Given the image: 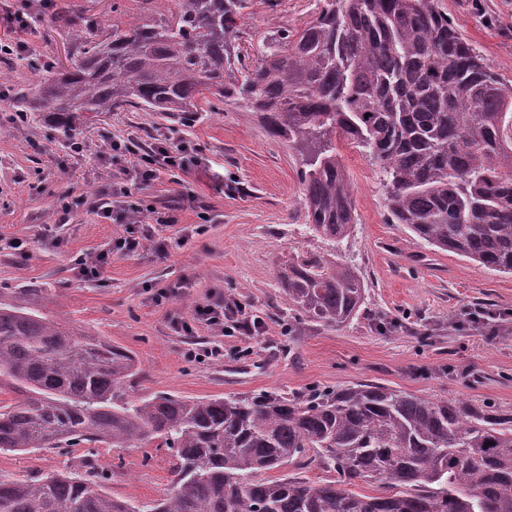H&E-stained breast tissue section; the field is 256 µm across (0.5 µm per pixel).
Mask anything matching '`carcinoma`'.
I'll use <instances>...</instances> for the list:
<instances>
[{
    "mask_svg": "<svg viewBox=\"0 0 512 512\" xmlns=\"http://www.w3.org/2000/svg\"><path fill=\"white\" fill-rule=\"evenodd\" d=\"M141 22L90 19L71 68L36 60L35 91L14 93L64 135L101 112H161L186 123L234 102L299 155L310 230L332 242L356 223L336 141L385 174L394 224L512 274V83L459 34L437 0H325L301 27L241 54L250 0H140ZM288 305L328 325L365 301L336 251H297L280 270ZM135 359L107 340L0 301V452L157 443L174 452L170 488L142 511L101 488L92 453L68 472L0 477V512H512V415L356 383L307 398L127 400ZM313 452L336 478H272ZM366 484L375 493L351 490Z\"/></svg>",
    "mask_w": 512,
    "mask_h": 512,
    "instance_id": "obj_1",
    "label": "carcinoma"
}]
</instances>
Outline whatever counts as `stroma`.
<instances>
[{"instance_id":"1","label":"stroma","mask_w":512,"mask_h":512,"mask_svg":"<svg viewBox=\"0 0 512 512\" xmlns=\"http://www.w3.org/2000/svg\"><path fill=\"white\" fill-rule=\"evenodd\" d=\"M462 37L504 80H512V0H438ZM323 0H254L244 19L255 36L278 26L298 27L315 16ZM20 0H0V40H21L28 56L0 57V82L20 84L29 58L54 59L69 67L78 30L71 18L102 26L138 14L137 0H61L60 15L34 12L30 30L10 19ZM11 103L0 98V299L38 306L51 319L73 325L126 348L136 372L126 396L160 393L187 398L261 393L307 397L315 390L381 383L432 399L463 401L494 415H512V274L489 270L415 237L390 221L382 174L357 148L340 152L352 188L357 224L340 244L343 259L367 287L359 314L341 326L310 321L288 305L278 265L298 249L321 250L324 241L306 226L295 151L271 140L254 113L227 103L200 112L189 123L156 112H106L77 136L72 152L64 136L39 113L17 127L8 123ZM189 141L196 151L188 172H161L142 191L156 209L177 206L178 222L153 225L167 238V257L145 250L115 251L124 226L98 217L103 192L121 181L132 156L104 158L115 138H133L140 150L157 138ZM73 202L61 215V201ZM215 218L208 231L183 237L197 214ZM25 250H15V241ZM108 253L101 276L84 282L73 261ZM174 298L155 302V289ZM244 309L234 335L208 328L180 335L173 322L210 297ZM222 342L224 359L192 362L187 349ZM85 446L0 453V476L26 478L61 472ZM110 473L112 497L145 505L161 498L172 479L174 457L166 448H97Z\"/></svg>"}]
</instances>
